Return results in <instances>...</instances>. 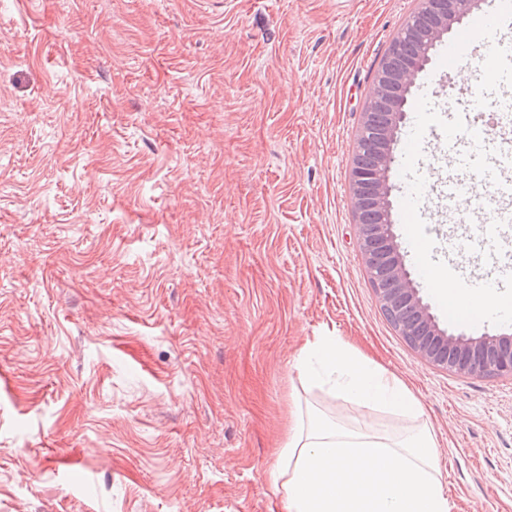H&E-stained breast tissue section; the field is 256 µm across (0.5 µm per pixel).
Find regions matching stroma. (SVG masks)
I'll return each instance as SVG.
<instances>
[{
	"instance_id": "35a3bbf8",
	"label": "stroma",
	"mask_w": 512,
	"mask_h": 512,
	"mask_svg": "<svg viewBox=\"0 0 512 512\" xmlns=\"http://www.w3.org/2000/svg\"><path fill=\"white\" fill-rule=\"evenodd\" d=\"M419 0H0V512H279L273 450L338 412L294 358L332 335L401 378L433 428L450 512H512V379L423 360L362 260V112ZM483 79H414L421 151L390 176L460 282L442 199Z\"/></svg>"
}]
</instances>
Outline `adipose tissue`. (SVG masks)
<instances>
[{
  "mask_svg": "<svg viewBox=\"0 0 512 512\" xmlns=\"http://www.w3.org/2000/svg\"><path fill=\"white\" fill-rule=\"evenodd\" d=\"M427 285L449 311L466 307L470 321L504 308L497 291H472L436 271ZM293 367L309 384L329 386L354 414L308 411L289 427L268 473L281 512H449L436 437L398 376L335 336L306 341ZM362 409L390 412L391 428L363 427L355 416Z\"/></svg>",
  "mask_w": 512,
  "mask_h": 512,
  "instance_id": "ef3b65f1",
  "label": "adipose tissue"
}]
</instances>
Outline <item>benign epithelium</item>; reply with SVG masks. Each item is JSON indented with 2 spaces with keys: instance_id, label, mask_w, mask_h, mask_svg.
Returning a JSON list of instances; mask_svg holds the SVG:
<instances>
[{
  "instance_id": "7a95c632",
  "label": "benign epithelium",
  "mask_w": 512,
  "mask_h": 512,
  "mask_svg": "<svg viewBox=\"0 0 512 512\" xmlns=\"http://www.w3.org/2000/svg\"><path fill=\"white\" fill-rule=\"evenodd\" d=\"M430 0H421L393 40L380 65L367 106L386 109V125L373 156L372 174L367 176L358 164L351 168L352 204L357 216L378 211L390 217L387 175L393 160V145L401 124L406 119V88L424 68L429 51L441 38L461 23L479 6L481 0H435V10L428 14ZM385 246L384 275L392 283L391 293H377L383 308L407 311L411 318L397 323V329L418 355L428 363L446 367L440 351L452 350L471 364V373L493 374L512 378V335L501 333L465 338L440 328L414 288L406 270L403 255L392 231L391 221L380 225Z\"/></svg>"
}]
</instances>
